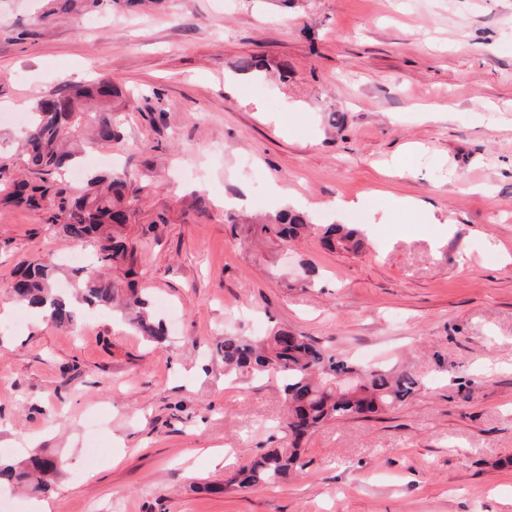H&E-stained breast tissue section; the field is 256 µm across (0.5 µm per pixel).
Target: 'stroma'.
Segmentation results:
<instances>
[{
    "instance_id": "stroma-1",
    "label": "stroma",
    "mask_w": 512,
    "mask_h": 512,
    "mask_svg": "<svg viewBox=\"0 0 512 512\" xmlns=\"http://www.w3.org/2000/svg\"><path fill=\"white\" fill-rule=\"evenodd\" d=\"M63 2L0 0V460L61 463L51 512H512V0ZM251 56L263 77L233 69ZM103 73L121 138L81 167L139 189L129 257L103 271L150 299L160 344L108 312L53 325L11 292L22 264L56 258L64 280L72 252L96 258L2 189L41 179L17 139L35 101ZM229 197L253 216L303 202L366 247L248 245ZM279 329L420 388L306 437L287 481L229 493L285 446L287 406L226 376L217 347Z\"/></svg>"
}]
</instances>
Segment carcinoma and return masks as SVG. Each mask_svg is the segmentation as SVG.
I'll use <instances>...</instances> for the list:
<instances>
[{
    "label": "carcinoma",
    "instance_id": "1",
    "mask_svg": "<svg viewBox=\"0 0 512 512\" xmlns=\"http://www.w3.org/2000/svg\"><path fill=\"white\" fill-rule=\"evenodd\" d=\"M119 87L107 75L38 99L23 132L26 161L43 175L70 170L76 159L93 144H107L121 135L120 121L113 110ZM131 189L124 172L96 174L87 180V189L69 197L63 188L21 182L8 193L18 206L38 209L52 194L58 197L57 212L51 223L58 224L75 241L97 240L98 261L122 264L128 249L120 229L128 222L124 200ZM224 222L250 237L289 241L312 230L329 251L357 254L364 248L361 232L347 224H312L308 214L293 209L266 217L260 224H248L237 213L227 211ZM55 267L48 263H29L17 277L16 297L33 308H47L48 320L66 325L76 316L75 302L90 310L107 311L114 307L117 291L112 281L94 266L76 269V286L81 293L72 298L56 288ZM129 306L135 309L129 321L152 339L164 336L162 325L154 322L149 301L131 288ZM219 355L227 374L256 379H274L288 404V418L282 426L290 442L253 457L224 483V489L275 484L302 468L298 444L333 419L375 414L410 398L418 387L416 378L404 371L385 367H361L341 358L301 332L278 330L256 340L233 334L224 335ZM354 377L361 386L337 388L339 380ZM58 464L32 457L15 465L0 463V486L22 484L28 491L42 490L36 472L55 470Z\"/></svg>",
    "mask_w": 512,
    "mask_h": 512
}]
</instances>
